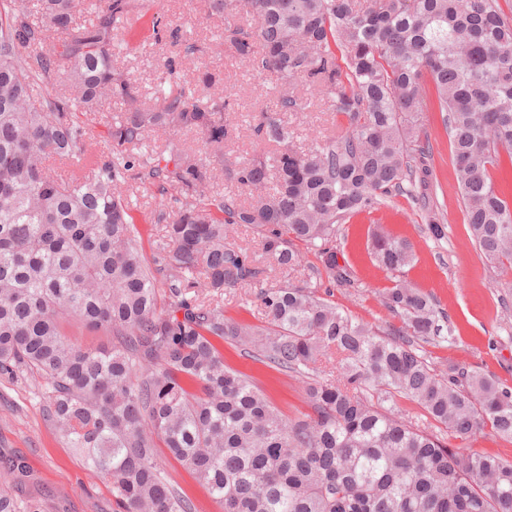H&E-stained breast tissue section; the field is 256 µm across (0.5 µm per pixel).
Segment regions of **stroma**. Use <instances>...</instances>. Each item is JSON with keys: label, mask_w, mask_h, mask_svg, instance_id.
<instances>
[{"label": "stroma", "mask_w": 512, "mask_h": 512, "mask_svg": "<svg viewBox=\"0 0 512 512\" xmlns=\"http://www.w3.org/2000/svg\"><path fill=\"white\" fill-rule=\"evenodd\" d=\"M149 11L165 15L179 25L183 40L208 46L206 64L219 74L220 80L211 89L200 90L199 95L234 100L235 110L229 119L237 128V136L231 148L242 158L259 152L250 128L275 108L274 74H256L249 64L233 56L220 38L223 18L205 17L202 0H153ZM118 35L123 44L114 62L137 80L147 104H154L161 93L179 90L193 81L196 66L190 61L183 63L178 79L165 80V64L168 58L178 55L180 47L156 41L148 20L132 22L130 28L119 29ZM296 88L311 100L312 106L306 112L285 113L282 119L293 132L294 149L301 152L315 135L332 133L344 118L326 111L313 87L300 81ZM419 125L421 139L433 146L431 156L424 162L427 177L422 188L429 204H416L397 195L378 209L355 215L342 224L336 238V261L352 271L356 285L330 286L328 298L355 319L379 329L397 324V317L381 302L382 292L391 287L395 276L373 264L367 245L372 231L377 229L408 239L415 247L417 260L406 270V279L433 295L456 327L453 342L423 344L428 361L442 370L451 364L462 365L512 386V304L502 305L504 290L499 273L483 264L466 234L460 195L451 175L449 140L433 99L425 100ZM176 196L175 190L164 191L151 185L133 189L131 221L146 261H153L163 241L157 212L177 209ZM437 203L442 206L438 212L445 226V236L440 240L427 231ZM227 240L248 248L264 271L259 283L225 291L224 314L236 321L261 324L256 299L260 289L313 279L324 269L317 250L305 245L301 248L302 266L290 273L279 270L265 259L257 233L245 224L230 226ZM222 352L230 367L249 376L286 415L293 418L306 411L299 377L269 369L227 345ZM44 389V381L29 370L22 369L11 376L0 374V457L23 458L31 474L30 480L18 488V495L42 500L46 512H112L110 484L57 439L46 411ZM158 461L170 483L192 502L195 512H220L208 489L172 459L166 448H159Z\"/></svg>", "instance_id": "obj_1"}]
</instances>
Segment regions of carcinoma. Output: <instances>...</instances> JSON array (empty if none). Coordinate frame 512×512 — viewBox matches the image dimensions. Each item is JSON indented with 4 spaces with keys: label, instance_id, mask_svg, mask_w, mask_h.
<instances>
[{
    "label": "carcinoma",
    "instance_id": "1",
    "mask_svg": "<svg viewBox=\"0 0 512 512\" xmlns=\"http://www.w3.org/2000/svg\"><path fill=\"white\" fill-rule=\"evenodd\" d=\"M136 0H0V373L25 367L46 383L57 438L112 484L115 512H193L156 460V440L201 484L221 512H512V461L449 448L430 431L465 439L487 428L512 441V387L450 365L417 343L455 327L406 279L382 293L400 325L381 331L319 294L323 283L263 288L264 324L224 316V290L263 273L226 242L247 224L279 268L301 265L295 242L317 248L328 279L354 284L336 262L339 225L393 195L413 196L416 132L431 84L449 136L468 238L512 288V198L496 175L512 169V18L499 0H204L224 17L223 42L241 61L272 72L277 111L304 112L303 78L347 126L289 148L292 131L265 115L255 140L274 150L241 159L226 151L233 128L224 97L184 86L149 106L112 62L119 23ZM159 39L180 28L157 15ZM58 39L52 52L46 47ZM113 99L106 150L74 120ZM193 131L148 158L150 131ZM78 169L67 179L50 164ZM220 166L242 189L272 191L254 203L212 182ZM180 194L174 216L157 215L165 244L144 263L129 221L132 184ZM375 265L402 273L413 245L384 233ZM169 307L157 309V288ZM76 322L115 337L112 348L72 343ZM305 378L310 412L285 417L217 343ZM198 386L191 393L186 383ZM415 403L429 425L384 403ZM31 479L19 458H0V512H44L21 499Z\"/></svg>",
    "mask_w": 512,
    "mask_h": 512
}]
</instances>
